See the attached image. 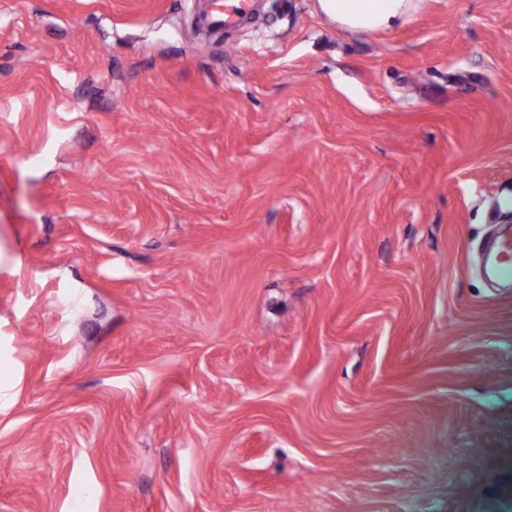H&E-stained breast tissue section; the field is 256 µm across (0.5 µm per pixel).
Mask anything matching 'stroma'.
Listing matches in <instances>:
<instances>
[{
  "label": "stroma",
  "mask_w": 512,
  "mask_h": 512,
  "mask_svg": "<svg viewBox=\"0 0 512 512\" xmlns=\"http://www.w3.org/2000/svg\"><path fill=\"white\" fill-rule=\"evenodd\" d=\"M0 0V512H512V0ZM220 8L212 18V25L218 29L232 28L246 21L253 11L254 0H222ZM322 10L351 28H388L407 8L404 0H320Z\"/></svg>",
  "instance_id": "1"
}]
</instances>
